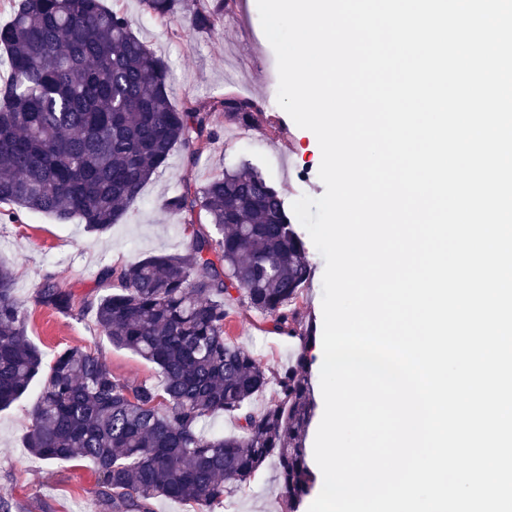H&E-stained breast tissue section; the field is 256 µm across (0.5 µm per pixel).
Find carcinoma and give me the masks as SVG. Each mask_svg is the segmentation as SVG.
<instances>
[{
  "label": "carcinoma",
  "mask_w": 512,
  "mask_h": 512,
  "mask_svg": "<svg viewBox=\"0 0 512 512\" xmlns=\"http://www.w3.org/2000/svg\"><path fill=\"white\" fill-rule=\"evenodd\" d=\"M156 17L185 16L201 32L230 0L207 10L188 0H142ZM0 213L78 219L103 232L136 202L171 152L196 166L219 138L214 113L257 122L258 102L228 94L210 104L172 100L166 62L104 0H14L0 25ZM161 208L192 228L184 252L107 266L111 292L82 307L113 347L154 364L157 387L118 379L99 354L68 347L44 362L26 336L13 270L0 263V410L42 379L26 448L49 463L91 461L101 502L112 512H153L160 497L210 512L275 460L288 512L307 496L313 474L305 432L316 410L308 353L310 324L297 329L288 305L313 268L283 193L248 165L164 198ZM38 304L72 313L63 283L45 278ZM276 315L273 331L300 341L296 363L278 373L225 336L226 306ZM275 386L262 412L256 396ZM223 413L240 433L206 436Z\"/></svg>",
  "instance_id": "obj_1"
}]
</instances>
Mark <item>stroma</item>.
Segmentation results:
<instances>
[{
	"label": "stroma",
	"instance_id": "obj_1",
	"mask_svg": "<svg viewBox=\"0 0 512 512\" xmlns=\"http://www.w3.org/2000/svg\"><path fill=\"white\" fill-rule=\"evenodd\" d=\"M106 2L118 4L131 19L136 36L168 63L175 101L211 102L235 92L268 106L257 128L216 114L220 137L196 167L186 168L180 150H173L140 198L106 232L91 233L78 222L60 224L40 213L22 214L16 222L0 221V262L13 268L29 340L49 358L69 346L87 347L102 353L115 377L156 385L157 368L130 351L114 348L97 330L92 314H62L38 304L35 293L43 279L56 278L77 299L93 298L107 291L100 280L103 267L183 252L188 236L183 221L159 203L223 169L249 163L281 187L288 200L320 197L325 192L318 175L321 150L316 136L298 127L277 103V59L261 28L256 0H245L244 7L225 13L207 33L193 30L183 19L163 25L146 11L142 0ZM307 251L313 276L292 307L301 318L319 322L325 261L315 246ZM228 312L230 339L252 350L262 365L279 371L295 364L298 340L273 332L271 317L235 305ZM37 393V388H30L24 398L0 411V492L9 497L12 512H103L98 475L90 462L49 463L26 448ZM212 512H286L274 461H267L249 483Z\"/></svg>",
	"mask_w": 512,
	"mask_h": 512
}]
</instances>
